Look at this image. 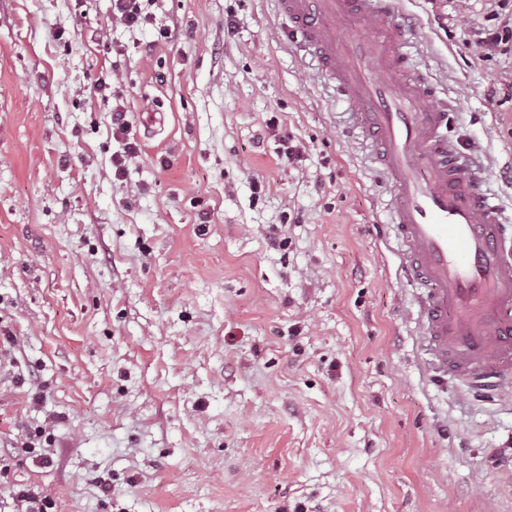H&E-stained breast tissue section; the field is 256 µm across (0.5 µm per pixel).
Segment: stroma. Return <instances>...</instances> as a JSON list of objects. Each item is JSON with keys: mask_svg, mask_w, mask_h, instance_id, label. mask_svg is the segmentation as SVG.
Returning a JSON list of instances; mask_svg holds the SVG:
<instances>
[{"mask_svg": "<svg viewBox=\"0 0 512 512\" xmlns=\"http://www.w3.org/2000/svg\"><path fill=\"white\" fill-rule=\"evenodd\" d=\"M144 8L0 0V512L20 484L50 512H512V401L427 372L389 189L277 0ZM396 21L511 212L482 0ZM115 17L127 27H137L147 20L142 2L144 0H114Z\"/></svg>", "mask_w": 512, "mask_h": 512, "instance_id": "stroma-1", "label": "stroma"}]
</instances>
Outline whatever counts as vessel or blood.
Wrapping results in <instances>:
<instances>
[{
  "instance_id": "vessel-or-blood-1",
  "label": "vessel or blood",
  "mask_w": 512,
  "mask_h": 512,
  "mask_svg": "<svg viewBox=\"0 0 512 512\" xmlns=\"http://www.w3.org/2000/svg\"><path fill=\"white\" fill-rule=\"evenodd\" d=\"M299 43L372 141L434 379L512 391V219L444 132L448 100L401 49L394 0H278ZM356 21L367 38L344 42Z\"/></svg>"
}]
</instances>
